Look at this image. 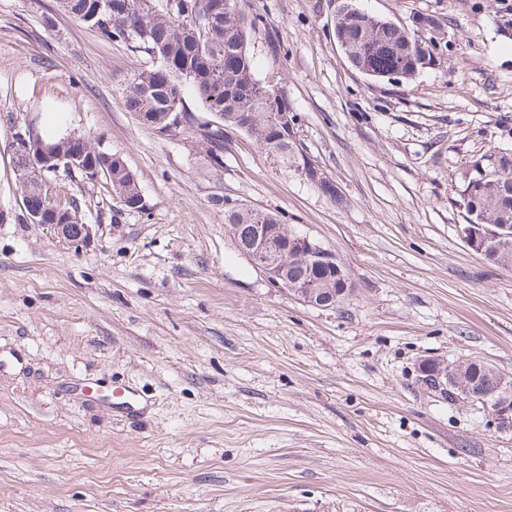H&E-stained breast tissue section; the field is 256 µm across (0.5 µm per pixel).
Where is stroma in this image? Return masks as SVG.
Here are the masks:
<instances>
[{"label":"stroma","instance_id":"stroma-1","mask_svg":"<svg viewBox=\"0 0 512 512\" xmlns=\"http://www.w3.org/2000/svg\"><path fill=\"white\" fill-rule=\"evenodd\" d=\"M437 20L411 81L351 67L338 0H241L261 82L288 99L336 206L246 133L224 164L124 106L147 54L59 0H0V512H512V432L417 380L426 359L512 376V266L470 250L452 200L472 157L512 145V0H354ZM55 24L46 27L44 16ZM119 154L143 209L56 178L88 243L24 216L14 116ZM276 213L355 288L306 305L242 255L216 198ZM126 387L135 407L87 397Z\"/></svg>","mask_w":512,"mask_h":512}]
</instances>
